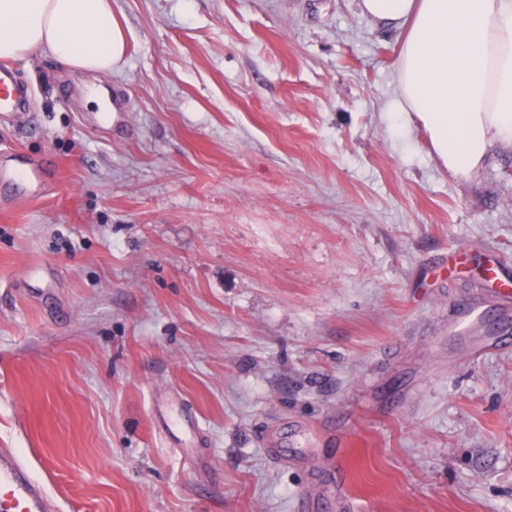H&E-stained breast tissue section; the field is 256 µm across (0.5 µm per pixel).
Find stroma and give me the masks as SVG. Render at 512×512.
Listing matches in <instances>:
<instances>
[{
	"mask_svg": "<svg viewBox=\"0 0 512 512\" xmlns=\"http://www.w3.org/2000/svg\"><path fill=\"white\" fill-rule=\"evenodd\" d=\"M112 9L118 69L17 62L0 113L60 171L0 209V448L54 512H512V298L448 271L512 278V148L440 168L357 0ZM34 104L13 66L0 64V112H31ZM503 264V260L496 252L486 251L481 255L477 267L484 274L492 288H496L498 293L508 296L512 283L502 273Z\"/></svg>",
	"mask_w": 512,
	"mask_h": 512,
	"instance_id": "stroma-1",
	"label": "stroma"
}]
</instances>
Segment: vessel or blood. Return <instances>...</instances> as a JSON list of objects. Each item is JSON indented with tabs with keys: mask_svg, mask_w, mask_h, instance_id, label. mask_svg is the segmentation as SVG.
<instances>
[{
	"mask_svg": "<svg viewBox=\"0 0 512 512\" xmlns=\"http://www.w3.org/2000/svg\"><path fill=\"white\" fill-rule=\"evenodd\" d=\"M34 104L20 84L13 66L0 64V112H30ZM485 279L498 293H512V281L502 272L503 261L493 251L482 254L477 263ZM47 491L8 449L0 448V512H45Z\"/></svg>",
	"mask_w": 512,
	"mask_h": 512,
	"instance_id": "1",
	"label": "vessel or blood"
}]
</instances>
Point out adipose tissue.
<instances>
[{"label": "adipose tissue", "instance_id": "ef3b65f1", "mask_svg": "<svg viewBox=\"0 0 512 512\" xmlns=\"http://www.w3.org/2000/svg\"><path fill=\"white\" fill-rule=\"evenodd\" d=\"M395 27L396 95L452 177L468 180L497 146L512 147V0H358ZM127 50L112 0H0V59L43 53L109 73Z\"/></svg>", "mask_w": 512, "mask_h": 512}]
</instances>
